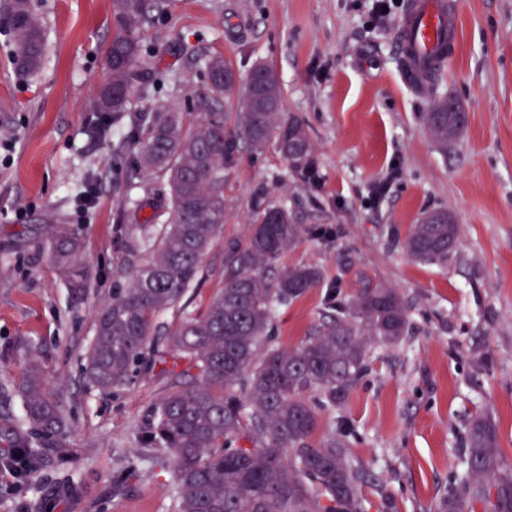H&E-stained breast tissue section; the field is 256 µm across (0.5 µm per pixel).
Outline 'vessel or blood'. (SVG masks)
Wrapping results in <instances>:
<instances>
[{
  "mask_svg": "<svg viewBox=\"0 0 512 512\" xmlns=\"http://www.w3.org/2000/svg\"><path fill=\"white\" fill-rule=\"evenodd\" d=\"M458 42L453 0H408L398 25V47L403 72L412 84H424L446 64Z\"/></svg>",
  "mask_w": 512,
  "mask_h": 512,
  "instance_id": "b4317fda",
  "label": "vessel or blood"
}]
</instances>
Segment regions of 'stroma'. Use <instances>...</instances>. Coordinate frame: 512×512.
Here are the masks:
<instances>
[{
    "label": "stroma",
    "mask_w": 512,
    "mask_h": 512,
    "mask_svg": "<svg viewBox=\"0 0 512 512\" xmlns=\"http://www.w3.org/2000/svg\"><path fill=\"white\" fill-rule=\"evenodd\" d=\"M35 3L49 41L39 72L19 69L0 27V383L21 382L38 353L72 424L83 450L74 476L87 490L57 512L170 510L171 471L139 464L164 382L145 374L105 394L86 385L81 362L104 303L127 282L126 214L149 218L145 190L165 192L162 177L131 167L147 136L143 117L176 107L193 118L211 56L242 77L258 64L275 69L279 118L306 128L315 177L293 169L276 141L260 153L236 145L224 168L223 233L185 312L167 311L161 322L172 329L183 313H203L224 286L225 241L245 239L263 206L285 208L298 238L280 266H314L322 280L276 307V346L300 345L337 299L364 287L396 289L410 318L399 343L372 346L367 372L341 405L310 397L314 441L337 436L368 473L366 512H384L388 500L394 512H433L449 475L465 472L480 412L496 423L512 467V0H458V50L435 82L468 122L446 146L432 140L428 98L407 83L398 57L407 0H393L383 18L373 17V0H166L138 29L139 81L150 94L132 89L116 120L92 108L119 27L113 0ZM90 191L97 202L82 209ZM435 210L448 211L460 236L446 262L421 263L405 241ZM49 211L82 241L84 297L46 259L40 219ZM133 465L131 488L113 494Z\"/></svg>",
    "instance_id": "1"
}]
</instances>
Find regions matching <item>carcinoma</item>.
<instances>
[{"label":"carcinoma","mask_w":512,"mask_h":512,"mask_svg":"<svg viewBox=\"0 0 512 512\" xmlns=\"http://www.w3.org/2000/svg\"><path fill=\"white\" fill-rule=\"evenodd\" d=\"M123 24L105 50L108 81L95 109L119 117L127 111L137 77V24L145 0H114ZM14 57L31 72L40 69L48 41L31 0H5L0 8ZM206 86L195 95L196 117L176 108L152 119L136 154V171L166 178L168 206L147 222L131 225L125 244L144 255L128 273V286L112 292L87 347L82 374L101 393L129 385L141 369L162 379L165 395L148 414L141 459L153 467L173 465L172 512H364L360 471L335 437L316 444L318 413L307 398L318 393L342 403L367 369L371 343L395 345L409 325L393 288H365L336 306L301 345L282 349L270 339L273 311L293 303L321 280L311 266L283 268L268 279L298 234L288 211L264 206L243 241L224 245V287L201 316L186 315L158 345V318L179 310L203 273L202 262L226 218L224 162L234 150L227 139L223 101L238 97L232 68L220 56L204 61ZM428 128L446 145L465 124V113L427 86ZM282 88L275 70L256 66L251 98H240L237 121L250 147L262 151L273 129L295 169H309L311 144L292 119L276 124ZM48 261L76 294L85 292L78 235L57 228L47 214ZM459 225L434 211L414 225L406 240L417 261L448 259ZM23 399L24 416L10 410L12 393ZM62 402L46 388L44 370L32 355L21 386L0 385V463L16 465L33 484L40 471L58 473L60 486L78 496L83 483L67 464L78 460ZM251 447L245 448L241 441ZM465 475L453 478L436 512H512V469L504 468L498 431L484 415L474 418L467 438ZM58 486V487H60ZM58 487H34L27 512H55Z\"/></svg>","instance_id":"cac0c4a2"}]
</instances>
